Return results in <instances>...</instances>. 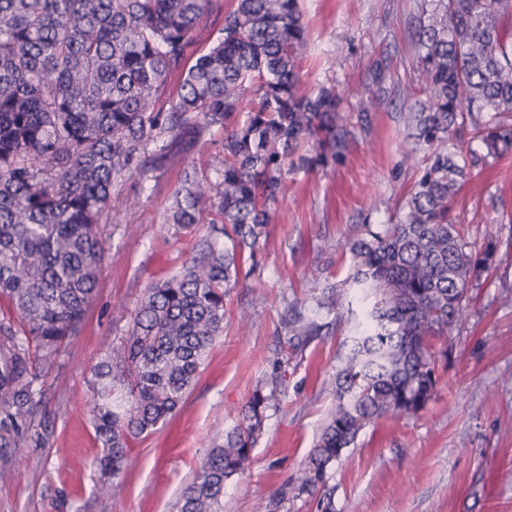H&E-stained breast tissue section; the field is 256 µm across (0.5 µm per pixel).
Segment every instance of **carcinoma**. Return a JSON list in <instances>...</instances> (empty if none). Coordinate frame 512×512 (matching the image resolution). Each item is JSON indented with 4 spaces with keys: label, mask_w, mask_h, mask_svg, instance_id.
<instances>
[{
    "label": "carcinoma",
    "mask_w": 512,
    "mask_h": 512,
    "mask_svg": "<svg viewBox=\"0 0 512 512\" xmlns=\"http://www.w3.org/2000/svg\"><path fill=\"white\" fill-rule=\"evenodd\" d=\"M213 13L218 36L193 64L188 48ZM512 0H425L408 31L417 79L394 96L406 114L401 165L419 172L391 224L348 237L349 288L313 297L331 323L288 307L289 343L300 350L333 325L350 327L337 354L328 412L299 476L335 512L328 470L358 433L381 418L414 415L436 393L434 341L470 317L468 288L494 263L495 244L465 235L453 201L484 156L512 155ZM308 36L299 0H0V447L40 444L31 422L35 382L79 329L104 244L97 234L117 183L141 179L196 128L224 129L217 178L185 174L166 223L187 228L216 215L182 270L148 289L123 342L88 380L102 448L99 493L122 489L130 443L163 426L183 402L216 338L241 256L264 247L286 174L345 157L342 95L302 88ZM181 73L176 97L167 78ZM359 111L377 97L352 87ZM226 239L229 245H221ZM362 302L355 313L348 290ZM273 394L255 390L240 422L200 458L178 512H224L225 482L252 463Z\"/></svg>",
    "instance_id": "1"
}]
</instances>
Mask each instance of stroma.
<instances>
[{
	"label": "stroma",
	"mask_w": 512,
	"mask_h": 512,
	"mask_svg": "<svg viewBox=\"0 0 512 512\" xmlns=\"http://www.w3.org/2000/svg\"><path fill=\"white\" fill-rule=\"evenodd\" d=\"M421 0H300L308 52L302 84L371 87L369 65L384 59L385 84L414 77L405 35ZM407 109L382 98L374 112L343 104L352 133L340 163L289 175L256 265H244L224 299V334L216 339L182 406L162 428L132 443L124 489L97 492L99 452L87 381L119 344L147 289L177 274L209 231L166 224V210L189 165L213 175L224 158V132L204 130L176 149L160 170L112 191L99 233L105 243L94 298L76 334L36 384L32 420L40 445L0 448V512H177L184 487L207 448L240 420L253 392L270 381L276 361L286 377L266 412L252 465L227 481L224 512H319L298 493L296 477L328 411L336 353L346 333L329 329L290 352L288 305L349 271L345 241L361 222H394L418 178L400 168ZM457 201L473 215L480 238L497 244L489 272L473 281L471 316L438 339L448 364L437 393L418 414L367 425L330 469L335 512H512V158L475 169ZM248 311V328L238 324Z\"/></svg>",
	"instance_id": "obj_1"
}]
</instances>
